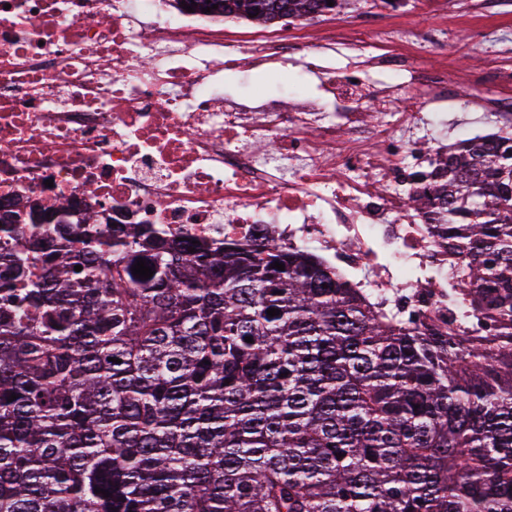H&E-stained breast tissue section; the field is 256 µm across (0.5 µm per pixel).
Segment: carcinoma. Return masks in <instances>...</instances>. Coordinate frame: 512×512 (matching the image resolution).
<instances>
[{
	"instance_id": "cac0c4a2",
	"label": "carcinoma",
	"mask_w": 512,
	"mask_h": 512,
	"mask_svg": "<svg viewBox=\"0 0 512 512\" xmlns=\"http://www.w3.org/2000/svg\"><path fill=\"white\" fill-rule=\"evenodd\" d=\"M193 2L264 24L333 10ZM509 152L473 138L412 197L458 260V324L405 320L268 239L1 205L0 512H512Z\"/></svg>"
}]
</instances>
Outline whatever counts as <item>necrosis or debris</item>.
<instances>
[{
	"mask_svg": "<svg viewBox=\"0 0 512 512\" xmlns=\"http://www.w3.org/2000/svg\"><path fill=\"white\" fill-rule=\"evenodd\" d=\"M381 41L344 26L300 35L286 18L228 39L223 18L173 0H0V201L69 200L106 229L313 243L341 270H371L406 313L447 315L455 260L410 204L431 166L421 142L444 145L419 113L446 118L474 76L426 66L415 26ZM329 51L360 60L338 71ZM265 63L319 80L331 112L303 91L225 100V70ZM405 83L412 96L394 98ZM390 98L389 119L371 122ZM389 248L405 274L378 265Z\"/></svg>",
	"mask_w": 512,
	"mask_h": 512,
	"instance_id": "necrosis-or-debris-1",
	"label": "necrosis or debris"
}]
</instances>
